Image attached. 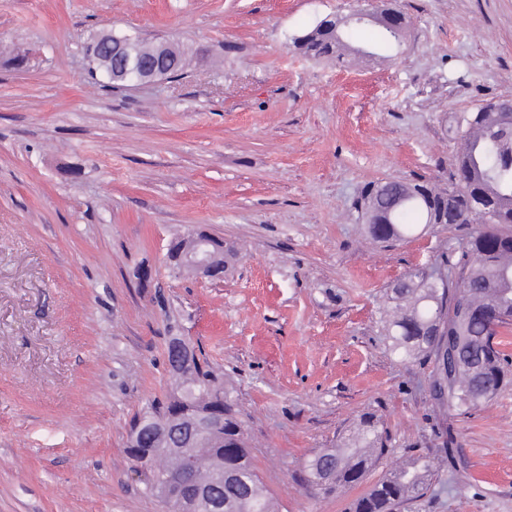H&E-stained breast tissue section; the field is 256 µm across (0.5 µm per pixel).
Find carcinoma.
Segmentation results:
<instances>
[{"label":"carcinoma","instance_id":"cac0c4a2","mask_svg":"<svg viewBox=\"0 0 512 512\" xmlns=\"http://www.w3.org/2000/svg\"><path fill=\"white\" fill-rule=\"evenodd\" d=\"M343 29L331 19L293 38L292 44L300 54L317 59L361 53L349 45ZM458 131L448 186L421 178L371 183L364 189L361 208L367 237L375 243L404 241L416 234L418 223H456L465 229L457 261L450 262L444 252L437 263L459 269L463 280L429 288L427 269H414L391 288L383 329L391 352L401 360L432 358L438 366L448 337H455L456 375L445 389L432 392V399L449 411L466 412L496 396L506 378L499 336L512 326V111L489 102L462 115ZM391 183L399 187L395 194L386 190ZM450 199L457 209L483 210L498 221L485 227L479 216L472 224L459 223L448 208ZM462 294L466 312L458 301ZM201 423L207 431L196 440L197 447L176 448ZM162 426L168 432L160 433ZM130 437L139 448L152 451L143 468L150 494H157L160 477L186 470L190 458L192 489L224 476L223 512H277L252 465L235 389L203 356L192 354L190 364L178 369L166 397L133 420ZM387 451L378 422L363 417L339 447L323 448L305 461L304 480L324 494L353 487ZM437 469L430 457L412 456L355 499L350 512H397L418 497Z\"/></svg>","mask_w":512,"mask_h":512}]
</instances>
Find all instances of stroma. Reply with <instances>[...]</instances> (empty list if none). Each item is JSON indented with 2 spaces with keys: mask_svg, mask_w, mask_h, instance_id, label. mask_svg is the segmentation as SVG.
<instances>
[{
  "mask_svg": "<svg viewBox=\"0 0 512 512\" xmlns=\"http://www.w3.org/2000/svg\"><path fill=\"white\" fill-rule=\"evenodd\" d=\"M357 0H0V512H165L126 453L190 336L237 388L252 464L280 512H347L411 455L454 461L400 512H512V383L439 409L434 363L388 350L392 285L461 229L385 247L369 183L448 181L461 113L512 97V0H398L401 46L374 23L313 60L291 40ZM159 33L184 74L115 87L88 45ZM34 48L22 70L3 63ZM236 249L214 283L171 271V240ZM364 416L391 452L363 482L307 491L303 463Z\"/></svg>",
  "mask_w": 512,
  "mask_h": 512,
  "instance_id": "35a3bbf8",
  "label": "stroma"
}]
</instances>
